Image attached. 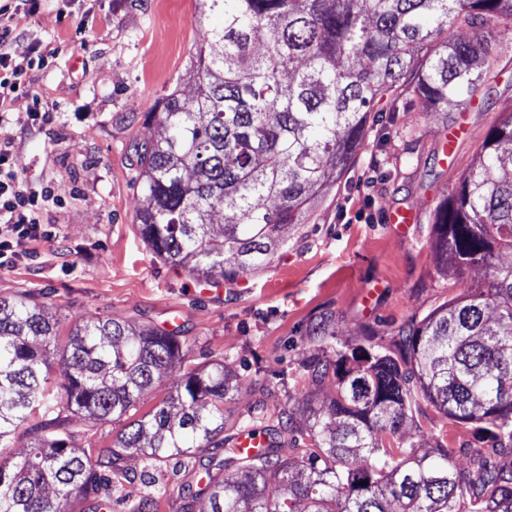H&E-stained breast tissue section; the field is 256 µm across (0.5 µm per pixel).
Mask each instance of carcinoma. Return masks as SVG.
I'll use <instances>...</instances> for the list:
<instances>
[{"label": "carcinoma", "mask_w": 512, "mask_h": 512, "mask_svg": "<svg viewBox=\"0 0 512 512\" xmlns=\"http://www.w3.org/2000/svg\"><path fill=\"white\" fill-rule=\"evenodd\" d=\"M197 12L220 22L202 29L194 102L175 88L146 115L159 131L136 148L145 198L136 222L157 257L212 284L271 263L281 229L305 223L347 171L376 100L408 74L428 107L472 96L473 70L494 59L490 27L512 25V0H198ZM435 219L433 247L450 262L443 272L480 266L484 278L405 326L399 360L365 347L323 352L313 385L332 381L336 397L305 427L288 426L289 444L308 441L305 453L282 456L275 429L263 430L267 445L254 458L230 448L218 463L224 477L207 471L197 492L208 512H512V473L486 462L473 479L448 449L421 453L401 434L423 400L455 422L484 423L497 447L512 449V265L497 263L512 253V115L491 126L480 164ZM57 325L24 295L0 298V449L33 411L45 417L20 461L0 456V512H68L90 496L112 510L98 492L127 449L147 448L160 464L224 447L233 391L224 364L188 369L177 331L97 318L75 323L53 381L46 354ZM175 369V393L97 461L68 447L66 413L120 418Z\"/></svg>", "instance_id": "carcinoma-1"}]
</instances>
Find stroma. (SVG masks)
<instances>
[{
  "instance_id": "1",
  "label": "stroma",
  "mask_w": 512,
  "mask_h": 512,
  "mask_svg": "<svg viewBox=\"0 0 512 512\" xmlns=\"http://www.w3.org/2000/svg\"><path fill=\"white\" fill-rule=\"evenodd\" d=\"M83 20L66 0H43L36 15L20 18L24 39L50 54L29 72L32 96L8 100L24 116L40 100L51 121L43 131L11 129L15 163L29 185L54 184L63 204L42 205L51 236L27 242L23 259L0 268V298L20 295L45 304L66 344L80 318H117L179 330L188 364L223 362L236 389L224 404V442L243 426L278 428L302 423L334 391L312 383L323 349L351 353L369 343L391 355L402 351L399 328L422 320L461 296L462 278L440 272L431 248L437 207L473 166L495 121L512 114V26L494 28V59L463 108L426 110L401 89L372 108L362 146L345 175L305 223L286 226L284 245L261 272L212 285L165 264L142 240L135 214L142 204L135 143L154 138L141 118L168 89L194 92L193 47L200 26L195 0H82ZM411 208L418 221L408 234L388 222ZM70 416L69 447L97 459L128 424ZM405 433L420 450L449 448L457 469H475L493 452L484 424L457 423L422 404ZM180 471L162 467L158 485L140 475L149 462L130 451L112 472V494L142 500L147 512H180L198 490L202 463L223 448H194Z\"/></svg>"
}]
</instances>
